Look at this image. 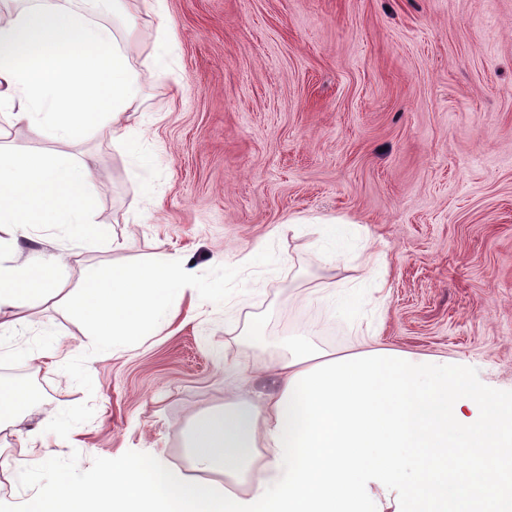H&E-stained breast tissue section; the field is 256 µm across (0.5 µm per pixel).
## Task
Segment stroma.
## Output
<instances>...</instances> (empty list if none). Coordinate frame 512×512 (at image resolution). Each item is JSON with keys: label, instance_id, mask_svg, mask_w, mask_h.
<instances>
[{"label": "stroma", "instance_id": "obj_1", "mask_svg": "<svg viewBox=\"0 0 512 512\" xmlns=\"http://www.w3.org/2000/svg\"><path fill=\"white\" fill-rule=\"evenodd\" d=\"M127 4L151 165L96 137L62 145L22 125L1 136L93 157L106 185L93 203L103 244L30 226V287L46 239L68 255L66 289L159 251L203 274L262 239L278 265L248 270L245 291L220 305L186 293L155 335L90 355V396L49 367L88 353V332L62 297L38 304L32 323L0 338V383L40 381L29 425L86 400L94 416L68 439L48 434L31 475L0 469V512H23L61 470L79 487L142 454L197 479L193 414L223 405L299 333L347 350L368 327L383 347L464 365L477 388L512 399V0H161L174 26L165 41L142 0ZM296 213L343 222L328 240L287 226ZM365 246L386 258L383 291L363 285ZM349 287L356 314L330 316L321 297Z\"/></svg>", "mask_w": 512, "mask_h": 512}]
</instances>
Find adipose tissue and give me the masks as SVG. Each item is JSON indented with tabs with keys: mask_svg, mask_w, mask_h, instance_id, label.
I'll return each mask as SVG.
<instances>
[{
	"mask_svg": "<svg viewBox=\"0 0 512 512\" xmlns=\"http://www.w3.org/2000/svg\"><path fill=\"white\" fill-rule=\"evenodd\" d=\"M134 47L73 0H0V113L56 141L100 134L135 150ZM101 190L90 160L0 144L1 336L59 286L62 254L46 255L33 292L27 266L3 259L21 252L35 208L83 241ZM261 370L269 388L239 386L194 415L188 457L203 480L137 456L80 488L61 471L24 512H512V403L462 367L383 348L372 331L344 354L292 341ZM28 407L25 389L0 387V432L43 458Z\"/></svg>",
	"mask_w": 512,
	"mask_h": 512,
	"instance_id": "adipose-tissue-1",
	"label": "adipose tissue"
}]
</instances>
